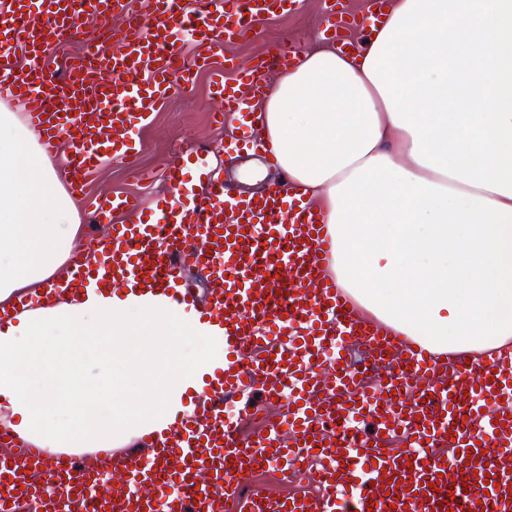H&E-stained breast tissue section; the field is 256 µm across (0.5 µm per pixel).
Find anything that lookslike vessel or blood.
I'll return each instance as SVG.
<instances>
[{"mask_svg":"<svg viewBox=\"0 0 512 512\" xmlns=\"http://www.w3.org/2000/svg\"><path fill=\"white\" fill-rule=\"evenodd\" d=\"M385 0H365L360 13L326 0L323 36L354 49L349 33L378 21ZM304 0H0V97L24 105L46 155L61 145L67 186L85 196L92 174L110 158L128 161L139 145L134 128L150 124L173 90L190 92L196 72L215 55L225 70L213 78L215 118L260 147L251 103L269 91L272 66L298 53L271 48L246 66L228 50L256 36V23L276 9L295 12ZM94 16L112 28L108 42L88 39L56 74L21 67L45 61L76 21ZM122 27H113L115 18ZM199 48L187 57L183 35ZM175 189L142 208L133 196L100 195L92 205L111 224L96 260L75 252L65 292L88 285H135L161 291L191 308L185 261L211 284L205 313L224 320L223 368L193 413L145 435L143 449L113 453L120 476L102 491L81 455L38 448L0 430V512L30 499L45 512H512V351L487 353L481 364L435 358L375 324L362 321L334 280L323 273L331 239L321 214L280 186L258 195L231 193L216 169L186 152L166 170ZM127 215L116 224L113 214ZM366 359L353 365L351 348ZM377 365V392L363 381ZM259 393L248 414L280 403L266 431L242 434L225 416L224 400ZM310 468L315 496H272L248 490L270 464Z\"/></svg>","mask_w":512,"mask_h":512,"instance_id":"obj_1","label":"vessel or blood"}]
</instances>
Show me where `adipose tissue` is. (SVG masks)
Masks as SVG:
<instances>
[{"mask_svg":"<svg viewBox=\"0 0 512 512\" xmlns=\"http://www.w3.org/2000/svg\"><path fill=\"white\" fill-rule=\"evenodd\" d=\"M257 110L367 318L476 363L512 347V0H391L363 52L304 51ZM80 234L0 103V302L65 277ZM223 334L159 292L71 291L0 331V424L40 448L125 447L202 393Z\"/></svg>","mask_w":512,"mask_h":512,"instance_id":"adipose-tissue-1","label":"adipose tissue"}]
</instances>
